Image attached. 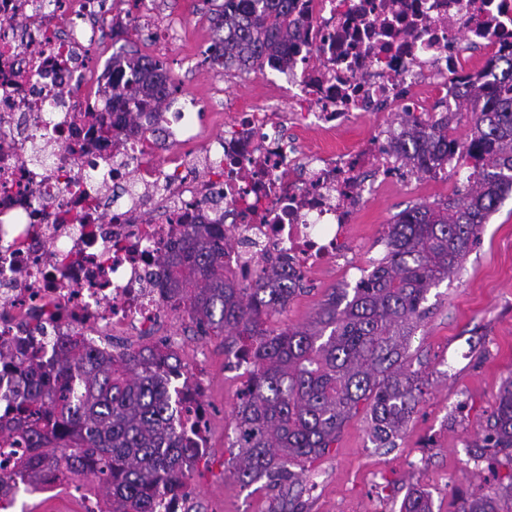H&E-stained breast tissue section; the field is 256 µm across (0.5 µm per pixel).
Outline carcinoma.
Returning <instances> with one entry per match:
<instances>
[{
	"instance_id": "1",
	"label": "carcinoma",
	"mask_w": 512,
	"mask_h": 512,
	"mask_svg": "<svg viewBox=\"0 0 512 512\" xmlns=\"http://www.w3.org/2000/svg\"><path fill=\"white\" fill-rule=\"evenodd\" d=\"M204 61L224 73L280 67L290 45L305 43L307 19L297 0H224L211 17ZM179 87L163 61L131 56L104 93L112 111L134 116L153 107L161 120ZM474 113L466 151L448 137L455 113ZM403 138L393 151L404 166L427 172L466 158L464 192L448 202L406 210L388 225L387 253L355 288H334L313 320L279 332L267 320L300 291L301 277L281 259L266 262L247 283L224 275L231 240L221 224H197L177 258H160L170 298L203 336L224 337V355L251 361L240 392L232 447L234 474L244 486L262 479L278 491L272 512H303L293 492L299 473L327 454L344 423L366 406L373 440L381 446L408 423L423 381L410 370L409 340L426 313L431 288L459 269L478 244L484 224L512 194V58L491 57L463 91L453 113L424 121L403 113ZM142 346L117 356L95 352L65 336L47 364L19 379L12 417L0 423L24 447L19 470L0 471V499L39 490L49 475H94L106 512H158L161 496L177 494L203 458L180 427L172 406L170 372L178 358L154 362ZM493 470L512 466V377L500 388L483 444L474 448ZM461 498L457 512H502L501 491L512 494V471ZM401 512H432L428 496L411 490Z\"/></svg>"
}]
</instances>
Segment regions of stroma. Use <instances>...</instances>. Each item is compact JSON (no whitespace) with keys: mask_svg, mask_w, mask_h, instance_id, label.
I'll return each mask as SVG.
<instances>
[{"mask_svg":"<svg viewBox=\"0 0 512 512\" xmlns=\"http://www.w3.org/2000/svg\"><path fill=\"white\" fill-rule=\"evenodd\" d=\"M114 7L146 13L154 27L181 21L174 41L149 39L134 25L122 41L107 36L103 42L166 63L180 88L179 100H193L201 112L200 142L223 134L240 106L272 97L273 71L238 76L203 65L211 0H142L137 6L116 0ZM463 188L453 168L444 184L420 175L410 181L393 176L379 196L367 199L357 218L351 268L332 266L305 277L301 292L268 320V327L311 321L331 289L354 288L385 256L387 226L398 213L448 200ZM426 305L428 313L409 344L412 368L426 382L422 401L390 448L376 446L370 416L359 409L331 452L301 475L305 512H400L413 486L429 495L433 512H457L458 493L485 486L487 464L474 458L471 448L482 439L502 382L512 376V196L500 203L458 273L430 290ZM161 332L180 337L185 358L203 360L208 446L189 474L194 492L184 504L186 512H270L274 492L258 483L242 486L233 475L234 407L243 384L224 355L223 337L198 335L184 312Z\"/></svg>","mask_w":512,"mask_h":512,"instance_id":"stroma-1","label":"stroma"}]
</instances>
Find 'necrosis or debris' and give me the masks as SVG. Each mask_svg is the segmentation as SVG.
<instances>
[{"label": "necrosis or debris", "instance_id": "necrosis-or-debris-1", "mask_svg": "<svg viewBox=\"0 0 512 512\" xmlns=\"http://www.w3.org/2000/svg\"><path fill=\"white\" fill-rule=\"evenodd\" d=\"M307 43L278 71L280 93L305 111L237 113L195 149L196 116L177 109L139 130L114 119L92 51L99 28L132 24L108 0H0V411L19 374L49 360L55 340L96 350L133 331L152 344L178 309L159 257L195 224L223 221L236 244L224 270L254 278L282 256L303 276L352 246L358 208L393 176L391 112L430 93L456 103L477 75L473 51L512 56V0H298ZM370 115L374 138L351 151H302L289 126L326 131Z\"/></svg>", "mask_w": 512, "mask_h": 512}]
</instances>
